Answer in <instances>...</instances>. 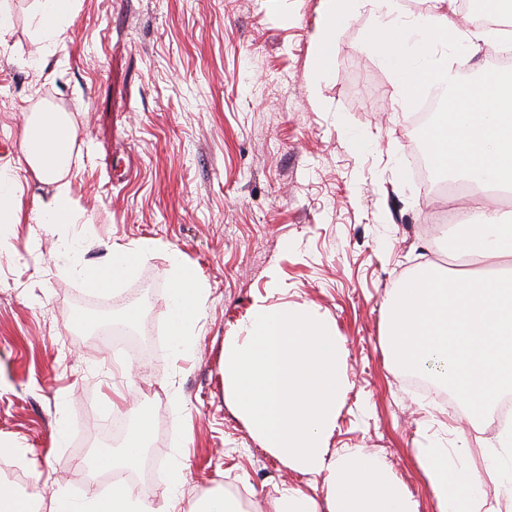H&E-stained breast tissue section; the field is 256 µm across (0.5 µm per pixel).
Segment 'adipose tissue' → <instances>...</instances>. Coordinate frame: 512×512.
I'll use <instances>...</instances> for the list:
<instances>
[{
    "mask_svg": "<svg viewBox=\"0 0 512 512\" xmlns=\"http://www.w3.org/2000/svg\"><path fill=\"white\" fill-rule=\"evenodd\" d=\"M369 0H326V15L313 61L316 71L330 67V44L337 26ZM374 38L382 46V57L394 70L409 103H416L421 86L454 89L457 73L439 66L436 49L459 51L485 40L484 31L458 29L445 10L413 14L401 0H379ZM457 127L471 138L451 158L436 157V165L449 174L460 175L471 187L477 204L471 215L457 225L468 242L476 269L444 272L429 267L418 273L406 287L395 290L388 304L386 343L391 361L402 371H421L430 361H443L445 374L467 367L483 374L512 364V312H492L489 300L503 279L512 280V209L485 206L490 197H512V139L493 136L499 115L488 112L482 126L472 124V115H453ZM76 131L66 113L44 111L26 122L21 151L34 176L56 185L52 200L40 205L41 224H72L76 207L65 177L69 172ZM483 161L471 164L470 153ZM154 244L139 241L134 247L113 250L111 258L97 267L80 270L83 280L101 289L133 273ZM168 260L175 272L169 297L171 336L174 348L185 351L203 300L204 289L195 272L179 252ZM487 460L485 475L470 471L466 463L449 464L448 450L441 446L416 449L415 457L436 500L438 512H499L497 500L512 502V429L495 439L483 441ZM495 496H488L487 486ZM49 512H151L145 501L125 485L113 486L110 495L89 493L72 501L56 493Z\"/></svg>",
    "mask_w": 512,
    "mask_h": 512,
    "instance_id": "adipose-tissue-1",
    "label": "adipose tissue"
}]
</instances>
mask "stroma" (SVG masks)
<instances>
[{
	"label": "stroma",
	"mask_w": 512,
	"mask_h": 512,
	"mask_svg": "<svg viewBox=\"0 0 512 512\" xmlns=\"http://www.w3.org/2000/svg\"><path fill=\"white\" fill-rule=\"evenodd\" d=\"M0 171L15 184L19 221L0 228V466L21 468L31 495L88 489L86 451L106 447L109 385L153 436L135 471L155 512L193 502L234 478L253 512H276L282 487L316 499L324 479L285 466L224 400V339L252 306H306L336 325L347 387L328 454L384 461L418 512H438L415 457L456 435L468 414L409 391L386 355L391 292L427 263L461 261L447 232L424 225L462 210L465 196L416 184L413 109L371 40L377 13L340 24L326 74L313 68L324 0H75L58 41H40L34 0H0ZM51 107L76 128L67 175L73 224L37 221L56 187L35 179L21 139ZM155 249L111 292L76 273L113 248ZM179 251L205 288L184 352L169 336L168 296ZM152 326L130 370L95 341L102 315Z\"/></svg>",
	"instance_id": "35a3bbf8"
}]
</instances>
